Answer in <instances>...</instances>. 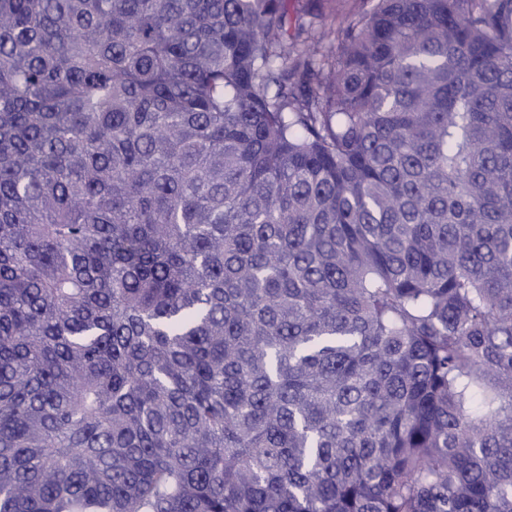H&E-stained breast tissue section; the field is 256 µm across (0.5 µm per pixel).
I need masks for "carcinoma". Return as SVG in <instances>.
<instances>
[{
  "mask_svg": "<svg viewBox=\"0 0 512 512\" xmlns=\"http://www.w3.org/2000/svg\"><path fill=\"white\" fill-rule=\"evenodd\" d=\"M0 0V512H512V0ZM377 0H288V30L295 34L299 26L335 33L346 26L353 15L369 14Z\"/></svg>",
  "mask_w": 512,
  "mask_h": 512,
  "instance_id": "obj_1",
  "label": "carcinoma"
}]
</instances>
